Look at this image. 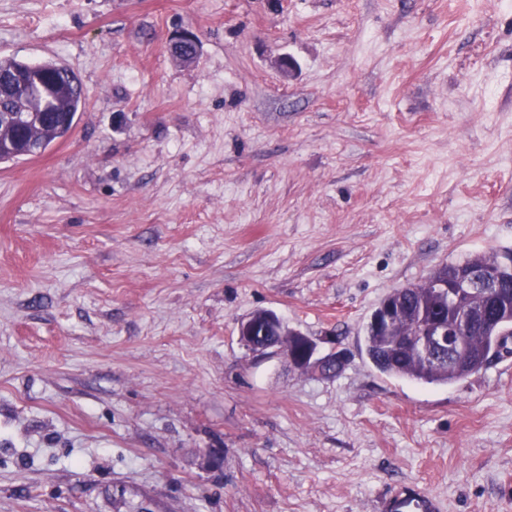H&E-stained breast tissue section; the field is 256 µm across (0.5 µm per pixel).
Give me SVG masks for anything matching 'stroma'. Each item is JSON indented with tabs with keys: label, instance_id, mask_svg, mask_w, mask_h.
<instances>
[{
	"label": "stroma",
	"instance_id": "stroma-1",
	"mask_svg": "<svg viewBox=\"0 0 512 512\" xmlns=\"http://www.w3.org/2000/svg\"><path fill=\"white\" fill-rule=\"evenodd\" d=\"M4 56L86 105L0 163V512H512V353L421 385L362 342L512 249V0H0ZM260 309L349 362L254 360ZM34 70L40 77L43 92L34 97L25 91H18L13 95L15 106L23 108L30 100H36L43 106L42 112H65L69 117L66 124L62 122L45 126L35 133V139L45 147L59 139L65 138L73 129L78 112L85 106V93L82 85L67 67L53 62L30 63L13 57H0V74L12 75L15 72H27Z\"/></svg>",
	"mask_w": 512,
	"mask_h": 512
}]
</instances>
